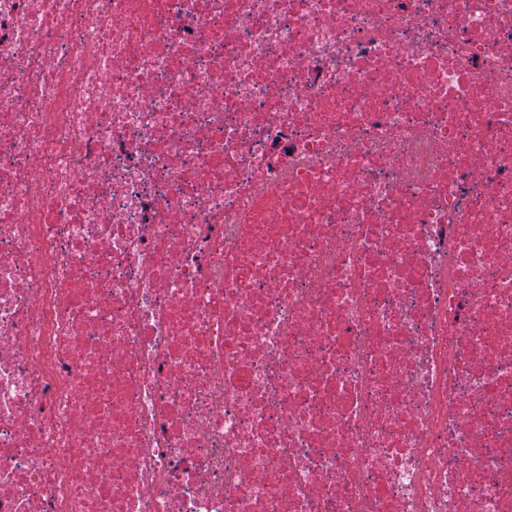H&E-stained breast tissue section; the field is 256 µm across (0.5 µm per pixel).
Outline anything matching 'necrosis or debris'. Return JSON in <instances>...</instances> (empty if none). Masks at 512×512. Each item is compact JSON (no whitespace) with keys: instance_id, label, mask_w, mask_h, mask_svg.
Wrapping results in <instances>:
<instances>
[{"instance_id":"necrosis-or-debris-1","label":"necrosis or debris","mask_w":512,"mask_h":512,"mask_svg":"<svg viewBox=\"0 0 512 512\" xmlns=\"http://www.w3.org/2000/svg\"><path fill=\"white\" fill-rule=\"evenodd\" d=\"M0 512H512V0H0Z\"/></svg>"}]
</instances>
